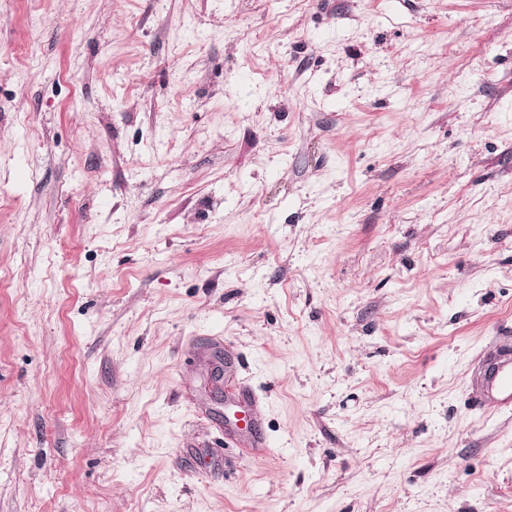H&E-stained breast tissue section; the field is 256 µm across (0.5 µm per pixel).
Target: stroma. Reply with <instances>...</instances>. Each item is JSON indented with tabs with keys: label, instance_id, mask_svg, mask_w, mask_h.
<instances>
[{
	"label": "stroma",
	"instance_id": "stroma-1",
	"mask_svg": "<svg viewBox=\"0 0 512 512\" xmlns=\"http://www.w3.org/2000/svg\"><path fill=\"white\" fill-rule=\"evenodd\" d=\"M499 343L512 0H0V512H512ZM483 405L494 408L512 403V363L506 357L490 358L480 372Z\"/></svg>",
	"mask_w": 512,
	"mask_h": 512
}]
</instances>
